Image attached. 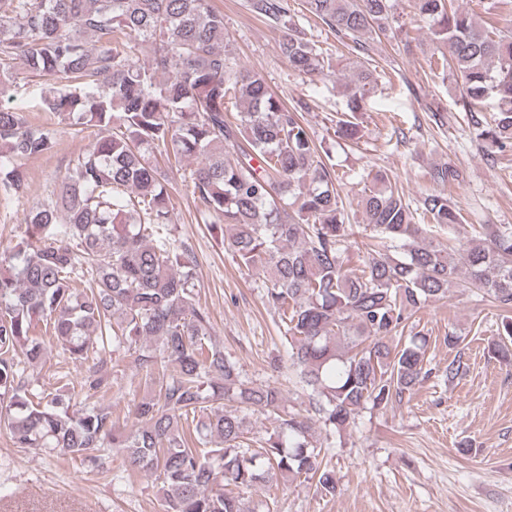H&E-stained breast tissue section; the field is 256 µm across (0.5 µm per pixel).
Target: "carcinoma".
<instances>
[{"mask_svg":"<svg viewBox=\"0 0 512 512\" xmlns=\"http://www.w3.org/2000/svg\"><path fill=\"white\" fill-rule=\"evenodd\" d=\"M306 5L354 52L367 51L374 33L401 35L391 27L392 0ZM247 7L279 33L293 72L331 73L332 57L298 30L288 0ZM411 7L428 24L442 70L462 79L479 137L491 150L511 149L512 30L479 24L456 0ZM18 60L31 77L52 81L44 111L103 133L0 255V401H8L5 426L18 447L95 465L105 447L117 448L130 471L159 481L163 512H244L228 486L250 489L276 473L314 479L333 496L336 475L311 441L312 416L341 433L362 410L411 396L428 375L426 339H400L428 301L469 290L512 309V226L467 236L447 192L462 180L450 163L426 171L431 189L415 205L388 173H367L364 223L399 255L372 248L361 268L348 266L339 181L263 74L233 63L212 0H0V93L17 78ZM378 78L377 67L362 65L343 83L350 115L336 124L339 136L355 139L353 118ZM490 98L487 117L478 107ZM55 146L51 128L0 106V189L23 195L16 161ZM193 157L202 219L224 225V248L262 277L310 416L282 410L279 387L240 380L210 338L209 312L195 300V258L171 232L162 172ZM429 227L447 231L448 243L425 236ZM44 332L70 359L89 363L83 386L93 395L110 390L100 357L107 347L124 351L144 377L162 375L129 405L134 427H120L108 406L79 407L67 392L46 395L24 381L25 366L45 355ZM491 349L512 358V316L502 317ZM253 407L273 413L275 425L251 454L244 444Z\"/></svg>","mask_w":512,"mask_h":512,"instance_id":"1","label":"carcinoma"}]
</instances>
